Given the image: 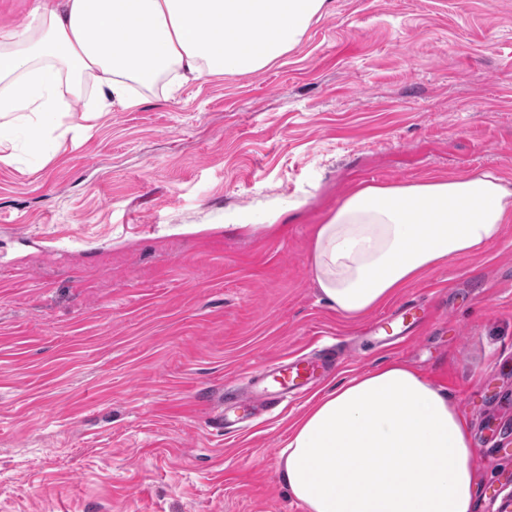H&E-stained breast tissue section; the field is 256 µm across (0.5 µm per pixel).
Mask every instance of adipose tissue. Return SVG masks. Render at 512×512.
<instances>
[{"instance_id":"adipose-tissue-1","label":"adipose tissue","mask_w":512,"mask_h":512,"mask_svg":"<svg viewBox=\"0 0 512 512\" xmlns=\"http://www.w3.org/2000/svg\"><path fill=\"white\" fill-rule=\"evenodd\" d=\"M333 0H32L0 29V119L41 124L92 80L87 119L221 75L264 70L295 50ZM512 222V179L492 171L358 185L316 228L321 297L357 319L448 259L485 249ZM283 477L307 512H474L476 450L447 395L401 363L333 387L295 425Z\"/></svg>"}]
</instances>
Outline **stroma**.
<instances>
[{
  "instance_id": "1",
  "label": "stroma",
  "mask_w": 512,
  "mask_h": 512,
  "mask_svg": "<svg viewBox=\"0 0 512 512\" xmlns=\"http://www.w3.org/2000/svg\"><path fill=\"white\" fill-rule=\"evenodd\" d=\"M51 160L0 162V512H306L282 451L342 379L404 363L466 419L476 512H512V223L372 312L417 300L411 342L320 301L317 224L355 183L512 179V0H336L288 57L162 88ZM350 343L275 409H214L261 366Z\"/></svg>"
}]
</instances>
